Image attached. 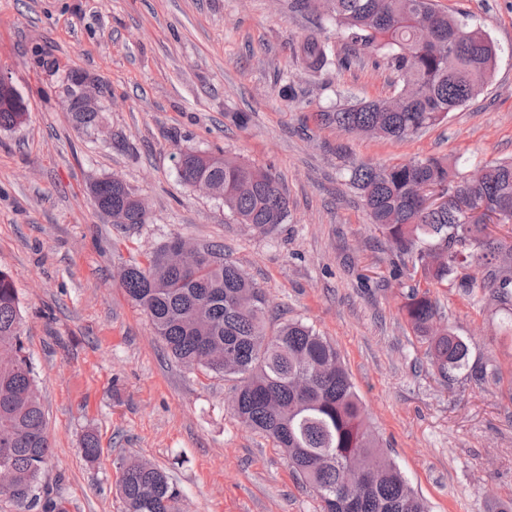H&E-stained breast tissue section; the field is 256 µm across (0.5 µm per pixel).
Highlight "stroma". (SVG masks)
<instances>
[{
    "label": "stroma",
    "instance_id": "stroma-1",
    "mask_svg": "<svg viewBox=\"0 0 512 512\" xmlns=\"http://www.w3.org/2000/svg\"><path fill=\"white\" fill-rule=\"evenodd\" d=\"M437 3L486 32L495 69L447 120L386 142L316 121L392 97L396 78L386 48L352 53L300 0H0V71L29 107L0 129V270L18 293L47 420L42 483L66 512H124L118 480L135 457L168 472L184 512H320L280 448L239 421L231 381L177 362L120 287L123 269L177 235L223 246L263 288L268 331L299 320L336 346L373 433L429 512L512 501V303L431 286L440 323L469 343L466 368L443 381L402 310L421 274L347 182L361 163L512 159V0ZM312 34L335 57L320 72L300 60ZM72 74L96 92L101 131L68 112ZM179 148L271 168L286 221L263 234L238 224L181 183ZM107 175L145 199L147 223L118 226L95 208L88 187ZM88 434L101 448L92 463L80 451Z\"/></svg>",
    "mask_w": 512,
    "mask_h": 512
}]
</instances>
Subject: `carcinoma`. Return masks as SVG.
I'll use <instances>...</instances> for the list:
<instances>
[{"label":"carcinoma","instance_id":"carcinoma-1","mask_svg":"<svg viewBox=\"0 0 512 512\" xmlns=\"http://www.w3.org/2000/svg\"><path fill=\"white\" fill-rule=\"evenodd\" d=\"M329 20L358 51L385 40L388 68L396 75L394 96L336 107L320 120L349 132L354 128L384 141L402 142L439 124L480 94L493 72L497 52L477 26L438 8L435 0H330ZM302 60L313 72L331 63L327 43L305 38ZM75 121L96 127L100 113L74 105ZM478 186L468 172L442 157L396 165L360 164L348 169L371 223L400 251L414 254V266L428 284L448 281L472 296L475 290L501 304L512 301V241L490 230L501 201L512 200V161L480 167ZM181 181L192 187L210 180L224 207L239 223L265 233L288 217V199L269 169L223 153L177 152ZM425 185L451 194L440 210L422 207ZM96 208L125 225L145 223L129 188L104 182L91 191ZM475 199L468 224L456 220V198ZM173 237L143 265L122 274L127 297L149 318L171 356L188 368H202L237 381L232 408L248 428L281 448L303 485L321 501L322 512H428L422 497L385 455L369 428L361 400L336 347L300 321L265 330L262 288L221 252L203 247L205 260L179 270L166 261ZM404 309L414 333L428 344L431 367L443 380L466 364L469 344L436 327L438 309L429 290L414 287ZM51 454L47 421L26 353L22 312L11 276L0 270V496L23 512H65L41 475ZM375 467L365 483L347 484L355 463ZM119 492L125 512H181L171 478L151 463L132 459L123 466Z\"/></svg>","mask_w":512,"mask_h":512}]
</instances>
